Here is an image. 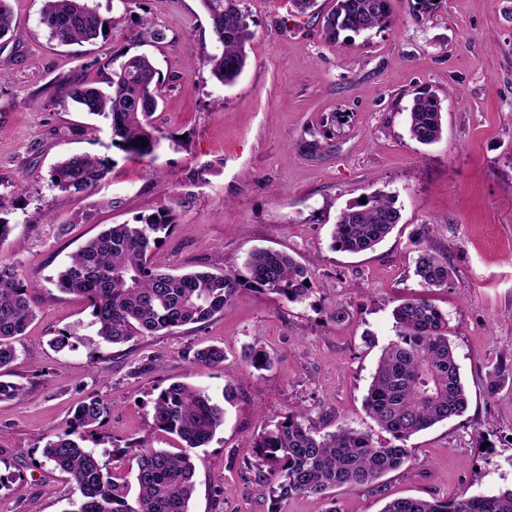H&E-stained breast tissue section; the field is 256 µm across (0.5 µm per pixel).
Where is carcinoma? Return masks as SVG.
<instances>
[{
    "instance_id": "cac0c4a2",
    "label": "carcinoma",
    "mask_w": 512,
    "mask_h": 512,
    "mask_svg": "<svg viewBox=\"0 0 512 512\" xmlns=\"http://www.w3.org/2000/svg\"><path fill=\"white\" fill-rule=\"evenodd\" d=\"M214 39L222 50L202 59L211 76L231 85L246 65V44L252 38L249 15L239 0H201ZM41 23L61 44H81L104 34L106 20L91 0H43ZM9 0H0V39L12 31ZM391 24L390 0H336L324 17L328 37L359 35ZM57 92L81 112L110 121L113 144L135 160L156 158L169 136L152 121L163 100V83L145 54L125 60L104 90L61 77ZM410 137L429 145L441 138L437 101L418 96L409 112ZM145 145H139L140 141ZM112 167V159L73 154L51 167L50 182L59 191L91 195ZM395 197L377 192L366 202L347 206L334 224L337 248L358 254L383 241L400 222ZM175 223L166 207L138 216L132 223L111 224L84 242L57 275L58 288L80 296L91 309L97 335L108 344H124L140 336L202 324L224 313L245 287L302 302L314 292L307 267L285 251L257 249L236 270L173 274L156 267L152 256ZM415 275L423 292L407 297L393 311L394 337L382 349L365 397V412L378 433L340 426L321 433L308 424V413L288 408L249 443L254 459L246 470L282 501L296 496L325 498L336 488L356 490L377 484L385 474L409 460L406 442L433 425L460 417L468 407L455 349L448 338V317L426 296L445 288L451 278L448 258L427 246L418 248ZM35 285L20 278L14 265L0 258V371L15 358L14 343L34 317ZM256 371L270 368L260 347L244 354ZM202 368L224 365V349L208 346L193 354ZM109 408L90 397L76 408L70 424L52 432L42 448L41 464L69 476L78 494L73 512H191L195 491L190 450L209 443L224 425V406L204 390L173 382L152 400V418L159 431L176 436L180 450L155 448L146 442L119 449L135 461L134 480L112 472L95 449L93 438ZM381 512H512V490L491 495H458L446 501L399 498Z\"/></svg>"
}]
</instances>
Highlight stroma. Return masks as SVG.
<instances>
[{"instance_id":"35a3bbf8","label":"stroma","mask_w":512,"mask_h":512,"mask_svg":"<svg viewBox=\"0 0 512 512\" xmlns=\"http://www.w3.org/2000/svg\"><path fill=\"white\" fill-rule=\"evenodd\" d=\"M94 2L108 23L95 43L52 40L43 0H10L13 32L0 39V219L13 227L0 257L36 285L35 318L7 374L26 395L0 402V512H69L72 483L39 460L49 431L66 428L87 397L111 405L94 431L97 450L130 439L176 448L152 419L153 398L175 381L217 401L225 384L236 388L223 427L191 452V512H271L267 487L242 467L254 456L249 441L291 406L308 409L324 433L374 429L364 399L394 335V308L421 290L414 260L424 227L453 269L430 297L448 317L466 412L412 436L409 463L378 487L339 488L329 501L297 496L280 512H381L396 498L512 489V375L489 386L498 365L512 364V0H442L423 19L414 0H391V25L348 43L322 31L335 0L304 14L288 0H240L253 37L230 86L201 64L219 46L200 0ZM145 18L166 33L163 43L139 39ZM143 53L164 83L153 120L168 136L151 162L126 159L107 121L56 93L63 76L105 86ZM423 94L442 107V137L428 146L408 134ZM73 153L113 160L94 196L50 183L52 165ZM378 190L395 195L399 224L372 250L335 248L337 215ZM163 205L176 223L157 266L239 270L253 250H282L309 268L313 295L298 303L244 288L206 323L103 342L57 273L105 225ZM82 213L88 221L75 223ZM339 304L349 312L341 323L331 318ZM64 331L76 346L55 350ZM207 345L223 348V367L192 364ZM250 345L272 360L259 378L244 361Z\"/></svg>"}]
</instances>
